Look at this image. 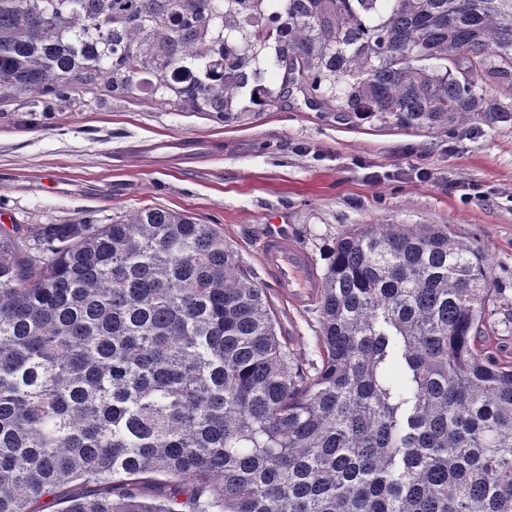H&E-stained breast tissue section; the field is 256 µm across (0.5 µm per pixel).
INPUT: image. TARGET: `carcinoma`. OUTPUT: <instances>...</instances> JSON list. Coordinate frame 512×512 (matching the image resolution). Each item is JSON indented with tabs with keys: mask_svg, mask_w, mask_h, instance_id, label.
<instances>
[{
	"mask_svg": "<svg viewBox=\"0 0 512 512\" xmlns=\"http://www.w3.org/2000/svg\"><path fill=\"white\" fill-rule=\"evenodd\" d=\"M0 0V99L156 78L229 122L254 68L401 128L509 121L512 0ZM280 26L275 55L265 30ZM246 40L234 50L214 47ZM205 59L204 78L169 73ZM499 289L441 224L327 252L320 361L218 224L156 207L0 229V512H512V365L475 340Z\"/></svg>",
	"mask_w": 512,
	"mask_h": 512,
	"instance_id": "1",
	"label": "carcinoma"
}]
</instances>
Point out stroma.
Instances as JSON below:
<instances>
[{
    "label": "stroma",
    "mask_w": 512,
    "mask_h": 512,
    "mask_svg": "<svg viewBox=\"0 0 512 512\" xmlns=\"http://www.w3.org/2000/svg\"><path fill=\"white\" fill-rule=\"evenodd\" d=\"M252 86L233 120L169 110L149 91L0 105V213L64 224L156 207L220 224L258 274L288 346L318 360L317 312L292 307L262 273L271 226L324 269L326 248L359 224H445L482 250L501 293L479 348L512 364V121L455 134L358 120L297 90L264 109Z\"/></svg>",
    "instance_id": "35a3bbf8"
}]
</instances>
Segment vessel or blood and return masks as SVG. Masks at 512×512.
Listing matches in <instances>:
<instances>
[{
    "mask_svg": "<svg viewBox=\"0 0 512 512\" xmlns=\"http://www.w3.org/2000/svg\"><path fill=\"white\" fill-rule=\"evenodd\" d=\"M262 268L271 276L279 293L293 306L301 308L313 302L321 286L308 254L280 231L265 236L259 245Z\"/></svg>",
    "mask_w": 512,
    "mask_h": 512,
    "instance_id": "1",
    "label": "vessel or blood"
}]
</instances>
